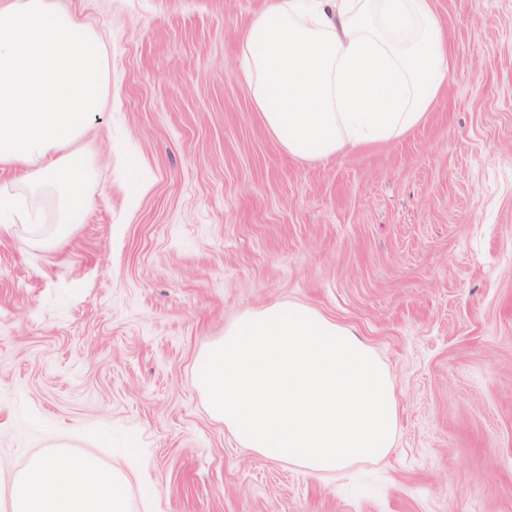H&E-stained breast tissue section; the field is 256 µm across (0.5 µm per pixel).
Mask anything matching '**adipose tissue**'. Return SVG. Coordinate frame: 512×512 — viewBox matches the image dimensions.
Instances as JSON below:
<instances>
[{
	"label": "adipose tissue",
	"instance_id": "obj_1",
	"mask_svg": "<svg viewBox=\"0 0 512 512\" xmlns=\"http://www.w3.org/2000/svg\"><path fill=\"white\" fill-rule=\"evenodd\" d=\"M267 131L289 155L319 161L418 125L448 77V38L434 0H268L237 42ZM108 53L61 0H0V169L24 194L0 193V223L37 219L50 195L56 247L84 223L91 157L74 151L109 108ZM146 466L103 465L66 449L0 478V512H130Z\"/></svg>",
	"mask_w": 512,
	"mask_h": 512
}]
</instances>
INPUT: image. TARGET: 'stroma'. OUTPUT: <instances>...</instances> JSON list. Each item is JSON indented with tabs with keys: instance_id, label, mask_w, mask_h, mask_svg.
Returning <instances> with one entry per match:
<instances>
[{
	"instance_id": "1",
	"label": "stroma",
	"mask_w": 512,
	"mask_h": 512,
	"mask_svg": "<svg viewBox=\"0 0 512 512\" xmlns=\"http://www.w3.org/2000/svg\"><path fill=\"white\" fill-rule=\"evenodd\" d=\"M109 54L78 149L86 224L0 231V473L60 436L139 442L131 512H512V0H435L450 71L406 135L312 162L255 112L236 45L267 0H64ZM310 305L388 367L395 447L331 475L208 412L198 354L245 310Z\"/></svg>"
}]
</instances>
